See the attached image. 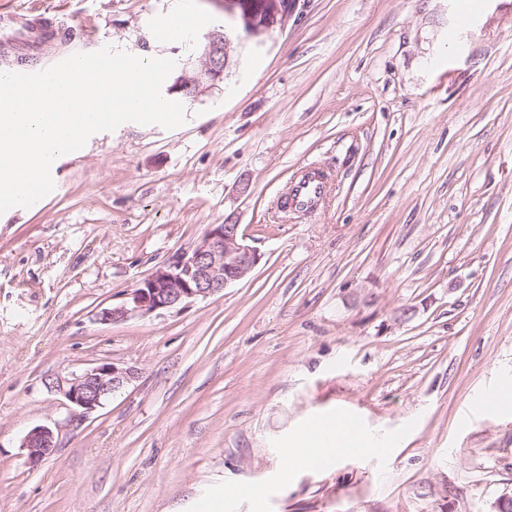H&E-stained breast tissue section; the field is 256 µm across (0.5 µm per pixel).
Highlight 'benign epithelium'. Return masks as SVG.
Listing matches in <instances>:
<instances>
[{"instance_id": "1", "label": "benign epithelium", "mask_w": 512, "mask_h": 512, "mask_svg": "<svg viewBox=\"0 0 512 512\" xmlns=\"http://www.w3.org/2000/svg\"><path fill=\"white\" fill-rule=\"evenodd\" d=\"M218 2L224 4L225 14L240 16L243 31L250 37L286 22L296 6V0ZM236 37V29L226 24L208 31L200 47L199 65L179 76L169 91L194 100L224 81ZM261 260L260 251L246 244L239 224H210L190 249L155 266L121 303L101 309L96 318L103 324H114L182 308L245 279ZM137 375L131 367L101 361L79 372L50 378L46 388L63 398L71 419L82 421ZM21 447L27 450L28 462L36 465L57 448L54 431L45 425L35 426L25 434Z\"/></svg>"}]
</instances>
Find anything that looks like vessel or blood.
Here are the masks:
<instances>
[{
    "label": "vessel or blood",
    "mask_w": 512,
    "mask_h": 512,
    "mask_svg": "<svg viewBox=\"0 0 512 512\" xmlns=\"http://www.w3.org/2000/svg\"><path fill=\"white\" fill-rule=\"evenodd\" d=\"M477 16L475 7L461 6L456 25L448 32L449 41L465 43ZM0 21L9 24L15 32L14 38L0 42V53L6 55L22 52L39 56L49 66L59 60L55 53L56 46L76 36L71 28L46 25L43 18L32 9L1 15ZM326 183L327 178L322 171L313 167L305 169L289 186L282 201L284 209L301 216L312 214L325 197Z\"/></svg>",
    "instance_id": "obj_1"
}]
</instances>
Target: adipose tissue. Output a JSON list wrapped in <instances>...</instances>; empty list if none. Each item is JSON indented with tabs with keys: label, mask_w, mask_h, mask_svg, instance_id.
<instances>
[{
	"label": "adipose tissue",
	"mask_w": 512,
	"mask_h": 512,
	"mask_svg": "<svg viewBox=\"0 0 512 512\" xmlns=\"http://www.w3.org/2000/svg\"><path fill=\"white\" fill-rule=\"evenodd\" d=\"M315 440H318V447H311V439L306 435H299L293 445L288 448L287 468L295 470L306 468L312 465L321 464L337 458V444H344L347 447H355L368 454H381L384 450V441L373 438L369 435L356 437L343 435L339 426L329 425L317 433Z\"/></svg>",
	"instance_id": "adipose-tissue-1"
}]
</instances>
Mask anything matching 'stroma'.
Segmentation results:
<instances>
[{"label": "stroma", "instance_id": "35a3bbf8", "mask_svg": "<svg viewBox=\"0 0 512 512\" xmlns=\"http://www.w3.org/2000/svg\"><path fill=\"white\" fill-rule=\"evenodd\" d=\"M297 0L234 42L173 130L128 122L61 156L54 191L0 215V512H494L512 490V0ZM177 0H0L177 69L222 25L159 43ZM332 173L298 222L300 168ZM236 221L263 258L220 294L101 324L154 266ZM107 360L138 377L82 421L44 382ZM345 406L381 455L285 475ZM57 439L30 465L34 426ZM478 13L475 7L462 4L458 12L456 25L448 31L450 42L465 45L470 27L475 23Z\"/></svg>", "mask_w": 512, "mask_h": 512}]
</instances>
